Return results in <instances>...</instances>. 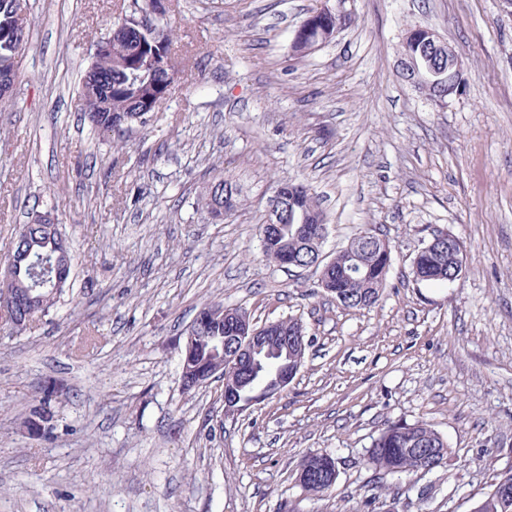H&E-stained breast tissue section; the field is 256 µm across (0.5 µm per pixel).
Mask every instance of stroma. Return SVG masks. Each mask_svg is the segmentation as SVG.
<instances>
[{"mask_svg": "<svg viewBox=\"0 0 512 512\" xmlns=\"http://www.w3.org/2000/svg\"><path fill=\"white\" fill-rule=\"evenodd\" d=\"M117 0H29L32 37L0 110V259L52 212L70 286L33 329L0 332V512H470L512 467V11L500 0H346L350 24L303 59L291 41L324 0H175L183 61L144 128L94 133L80 73ZM465 63L443 107L396 71L408 28ZM239 178L236 215L199 197ZM310 185L325 254L371 229L392 248L373 306L343 307L319 271L261 255L256 226L280 182ZM467 249L462 276L416 281L434 234ZM210 299L255 323L300 319L308 347L288 388L225 417L222 380L184 393L178 343ZM56 429L17 426L51 385ZM429 422L446 466L415 482L364 459L386 423ZM311 453L338 478L296 482ZM431 487L425 507L418 488ZM219 180H221V179L213 180V181H210L209 183H207V185L204 187L203 193L201 194V203H202V206L206 208V210H209L211 208L213 202L216 201V199H219L224 196V185L225 184H228L230 186L231 185L237 186L239 188V193L233 195V197H232V200H233L232 210L225 212L223 218L217 219V220L224 221V219L231 217L237 211V209L241 203V189H240V186L238 185V183L235 180H233L232 178L225 177L224 179H222L223 185H220V184L215 185L216 182ZM302 461L307 462V466L312 467L314 469H319L321 471L325 470L327 472V481L329 480V477L331 476L332 471L335 468V464H334L335 459L327 454L326 455L325 454H317V453L309 454V455L305 456ZM337 472L338 471L336 470V480L338 477ZM336 480L332 484H329L326 481V482H321V483L320 482L319 483H316V482L303 483V484L300 483V486L306 492L317 495L320 493H324V492L328 491L330 488H332L335 485Z\"/></svg>", "mask_w": 512, "mask_h": 512, "instance_id": "stroma-1", "label": "stroma"}]
</instances>
